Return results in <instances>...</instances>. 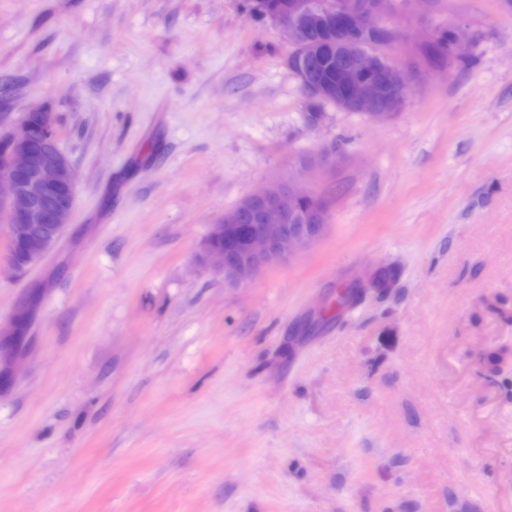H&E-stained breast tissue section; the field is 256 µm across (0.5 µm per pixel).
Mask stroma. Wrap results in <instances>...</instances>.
Returning <instances> with one entry per match:
<instances>
[{
	"instance_id": "1",
	"label": "stroma",
	"mask_w": 512,
	"mask_h": 512,
	"mask_svg": "<svg viewBox=\"0 0 512 512\" xmlns=\"http://www.w3.org/2000/svg\"><path fill=\"white\" fill-rule=\"evenodd\" d=\"M383 24L413 88L375 123L310 117L249 0H0V126L50 108L76 173L38 264L0 214V512H512V13ZM288 179L324 236L226 286L212 225Z\"/></svg>"
}]
</instances>
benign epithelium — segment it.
<instances>
[{
  "mask_svg": "<svg viewBox=\"0 0 512 512\" xmlns=\"http://www.w3.org/2000/svg\"><path fill=\"white\" fill-rule=\"evenodd\" d=\"M391 7L392 0H337L319 7L307 0H279L269 18L282 27L290 47L288 65L307 94L381 122L398 112L411 90L405 71L374 46L375 35L392 38L380 23ZM309 27L331 31L336 50L351 51L333 83L313 86L307 78L304 31ZM75 186V172L58 146L54 113L34 108L0 130V211L9 215L10 246H24L29 264L41 260L62 237ZM50 197L54 202L48 206ZM306 197L290 182L246 196L224 213V223L212 225L202 259L216 262L224 283L236 286L308 248L327 224L323 206L307 213V223H289L295 203ZM218 237L224 239L221 246L212 244Z\"/></svg>",
  "mask_w": 512,
  "mask_h": 512,
  "instance_id": "benign-epithelium-1",
  "label": "benign epithelium"
}]
</instances>
